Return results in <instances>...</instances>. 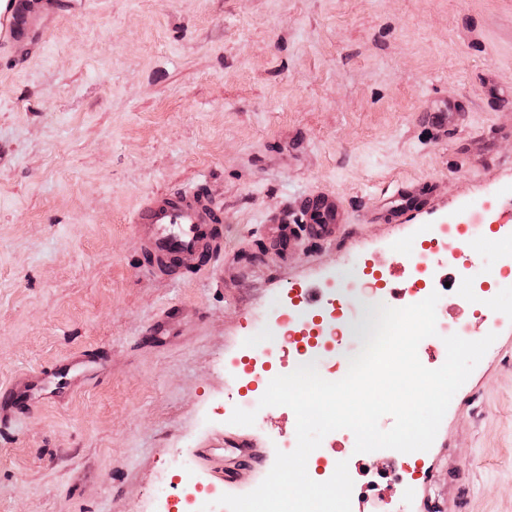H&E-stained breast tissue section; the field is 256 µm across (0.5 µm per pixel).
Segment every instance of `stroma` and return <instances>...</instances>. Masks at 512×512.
<instances>
[{
  "label": "stroma",
  "mask_w": 512,
  "mask_h": 512,
  "mask_svg": "<svg viewBox=\"0 0 512 512\" xmlns=\"http://www.w3.org/2000/svg\"><path fill=\"white\" fill-rule=\"evenodd\" d=\"M437 134L421 115L450 104ZM0 391L50 384L84 351L102 373L0 426V512H163L211 431L277 446L286 406L253 410L228 368L297 290L403 259L467 224L478 266L439 305L469 339L502 319L431 447L352 454V512H512V284H493L488 223L512 222V0H88L44 51L0 59ZM435 194L408 224L364 219L403 184ZM224 202V273L159 279L129 220L148 195ZM350 214L335 239L271 248L269 213L316 190ZM169 318L172 335L147 342Z\"/></svg>",
  "instance_id": "obj_1"
}]
</instances>
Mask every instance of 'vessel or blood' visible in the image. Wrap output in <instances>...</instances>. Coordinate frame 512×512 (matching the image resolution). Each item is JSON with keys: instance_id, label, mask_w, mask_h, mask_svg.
<instances>
[{"instance_id": "b4317fda", "label": "vessel or blood", "mask_w": 512, "mask_h": 512, "mask_svg": "<svg viewBox=\"0 0 512 512\" xmlns=\"http://www.w3.org/2000/svg\"><path fill=\"white\" fill-rule=\"evenodd\" d=\"M63 7V0H0V55L26 58L40 52L46 30ZM399 198L393 217L405 224L418 209L420 193L404 190ZM343 221L341 203L319 192L303 202L299 223L287 226L282 217H274L278 233L273 243L285 252L300 234L325 240ZM131 228L142 256L162 279H177L189 264L206 272L224 264V206L202 190H168L147 196L132 217ZM43 388V379L34 375L0 394V422L12 420L18 402L36 403ZM194 456L199 462L211 463L207 476L217 485L234 484L240 470L258 471L268 462L266 451L247 439L212 442L196 449Z\"/></svg>"}]
</instances>
